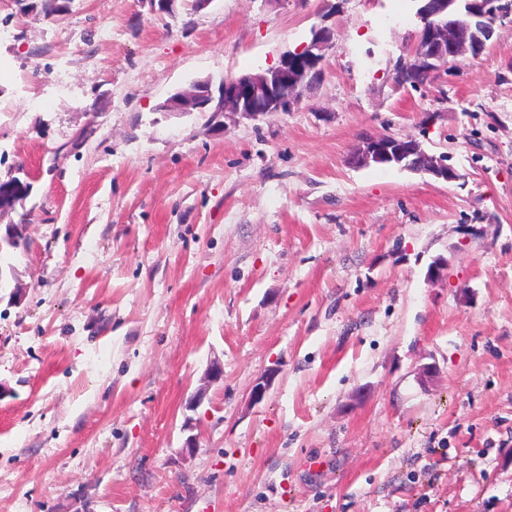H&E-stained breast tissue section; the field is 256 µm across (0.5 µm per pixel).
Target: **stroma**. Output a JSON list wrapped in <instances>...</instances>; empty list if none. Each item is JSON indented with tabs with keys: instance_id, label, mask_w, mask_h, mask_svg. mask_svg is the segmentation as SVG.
Wrapping results in <instances>:
<instances>
[{
	"instance_id": "35a3bbf8",
	"label": "stroma",
	"mask_w": 512,
	"mask_h": 512,
	"mask_svg": "<svg viewBox=\"0 0 512 512\" xmlns=\"http://www.w3.org/2000/svg\"><path fill=\"white\" fill-rule=\"evenodd\" d=\"M38 3L0 0V174L34 178L0 217V512H512V23L414 89L411 0ZM315 26L291 111H159ZM384 135L458 180L351 165Z\"/></svg>"
}]
</instances>
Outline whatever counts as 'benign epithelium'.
I'll return each mask as SVG.
<instances>
[{"mask_svg":"<svg viewBox=\"0 0 512 512\" xmlns=\"http://www.w3.org/2000/svg\"><path fill=\"white\" fill-rule=\"evenodd\" d=\"M419 13L431 19L452 6L456 0L435 4L432 0H419ZM470 14L478 19L475 28L463 32L433 22L421 33L408 52L407 63L413 70L429 72L447 60H457L469 55L476 58L486 43L492 40L497 23L512 17L508 0H470ZM333 37L329 28H313V36L297 52L286 55L280 64L258 74L240 75L221 82L218 108H213L212 83L201 81L183 89L159 105L163 112H234L246 118H255L268 112H289L300 101L305 89L319 72V65L332 47ZM286 85L294 95L283 98L278 89ZM351 163L364 167L372 163H387L402 169L419 168L444 181L459 179V173L441 158L426 153L413 138L367 137L351 156ZM274 374L262 377L251 389V404L261 403L270 390Z\"/></svg>","mask_w":512,"mask_h":512,"instance_id":"benign-epithelium-1","label":"benign epithelium"}]
</instances>
